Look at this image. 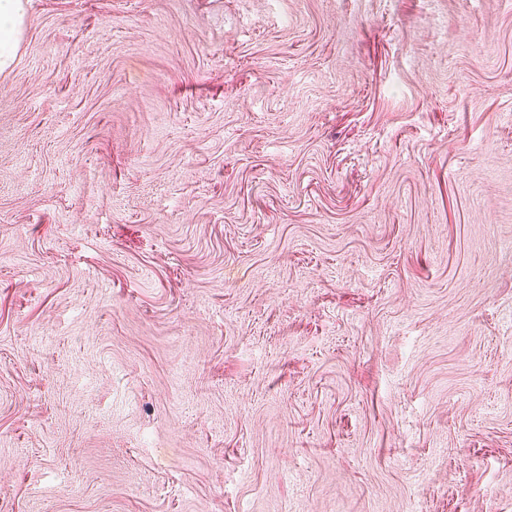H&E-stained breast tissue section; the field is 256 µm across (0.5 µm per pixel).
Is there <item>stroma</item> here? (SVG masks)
Masks as SVG:
<instances>
[{
	"label": "stroma",
	"mask_w": 512,
	"mask_h": 512,
	"mask_svg": "<svg viewBox=\"0 0 512 512\" xmlns=\"http://www.w3.org/2000/svg\"><path fill=\"white\" fill-rule=\"evenodd\" d=\"M0 512H512V0H25Z\"/></svg>",
	"instance_id": "1"
}]
</instances>
